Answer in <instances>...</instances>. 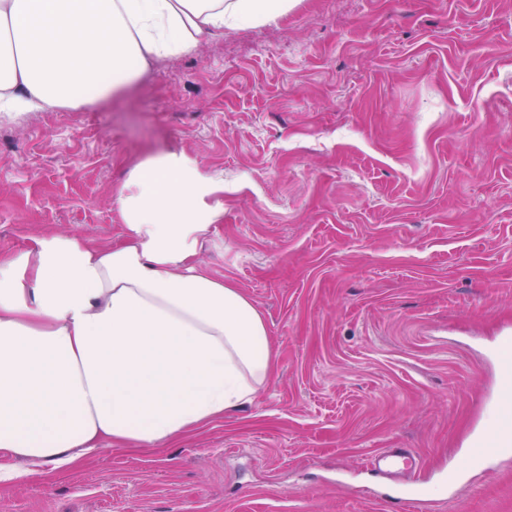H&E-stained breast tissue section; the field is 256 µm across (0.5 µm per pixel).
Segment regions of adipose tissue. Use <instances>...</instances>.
Wrapping results in <instances>:
<instances>
[{
    "label": "adipose tissue",
    "instance_id": "ef3b65f1",
    "mask_svg": "<svg viewBox=\"0 0 512 512\" xmlns=\"http://www.w3.org/2000/svg\"><path fill=\"white\" fill-rule=\"evenodd\" d=\"M297 0H0V115L109 99L159 59ZM223 174L177 152L128 174L124 244L50 236L0 256V480L180 438L250 403L274 364L264 319L197 261Z\"/></svg>",
    "mask_w": 512,
    "mask_h": 512
}]
</instances>
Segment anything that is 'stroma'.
<instances>
[{
  "label": "stroma",
  "mask_w": 512,
  "mask_h": 512,
  "mask_svg": "<svg viewBox=\"0 0 512 512\" xmlns=\"http://www.w3.org/2000/svg\"><path fill=\"white\" fill-rule=\"evenodd\" d=\"M175 150L224 174L197 259L262 312L251 403L180 440L0 484V512H512L471 464L512 339V0H299L108 100L0 116V253L120 245L114 196ZM408 448L419 470L370 458Z\"/></svg>",
  "instance_id": "stroma-1"
}]
</instances>
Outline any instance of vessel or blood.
<instances>
[{
	"instance_id": "vessel-or-blood-1",
	"label": "vessel or blood",
	"mask_w": 512,
	"mask_h": 512,
	"mask_svg": "<svg viewBox=\"0 0 512 512\" xmlns=\"http://www.w3.org/2000/svg\"><path fill=\"white\" fill-rule=\"evenodd\" d=\"M502 384L486 411L487 430L471 444V460L482 461L497 457L512 446V361L502 362ZM374 468L391 471L398 468L407 472L419 467L417 456L407 450L395 454L378 453L371 459Z\"/></svg>"
}]
</instances>
